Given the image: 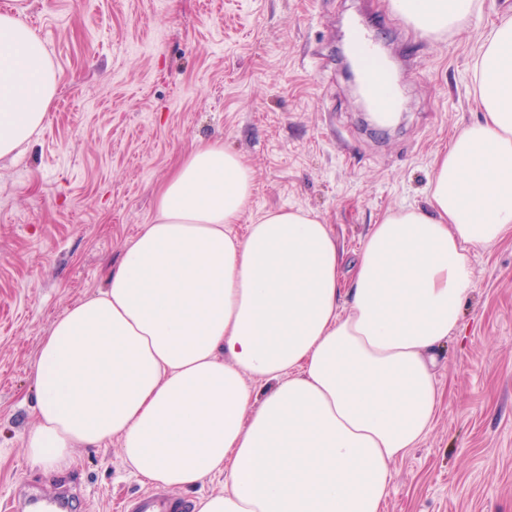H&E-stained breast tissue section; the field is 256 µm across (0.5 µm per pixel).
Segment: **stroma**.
<instances>
[{"mask_svg": "<svg viewBox=\"0 0 512 512\" xmlns=\"http://www.w3.org/2000/svg\"><path fill=\"white\" fill-rule=\"evenodd\" d=\"M60 73L46 128L0 160V507L124 512L149 490L118 442L65 471L33 464L34 363L52 323L100 293L191 146L220 141L255 171L245 223L315 211L352 261L388 210L423 201L435 154L481 116L471 63L512 0L459 30L389 23L390 0H0ZM366 20L400 63L401 123L367 127L342 54ZM474 284L436 369L437 416L393 465L382 512H512V236L475 250Z\"/></svg>", "mask_w": 512, "mask_h": 512, "instance_id": "stroma-1", "label": "stroma"}]
</instances>
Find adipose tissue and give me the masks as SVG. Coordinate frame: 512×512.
I'll use <instances>...</instances> for the list:
<instances>
[{
  "instance_id": "1",
  "label": "adipose tissue",
  "mask_w": 512,
  "mask_h": 512,
  "mask_svg": "<svg viewBox=\"0 0 512 512\" xmlns=\"http://www.w3.org/2000/svg\"><path fill=\"white\" fill-rule=\"evenodd\" d=\"M390 5L429 37L481 7ZM473 79L482 117L437 153L425 205L386 212L348 266L315 212L243 224L252 166L194 145L106 289L44 337L28 457L65 469L116 437L151 484L223 475L199 512H380L394 463L435 418L472 251L512 234V17L484 36ZM59 86L36 31L0 13V159L45 128Z\"/></svg>"
}]
</instances>
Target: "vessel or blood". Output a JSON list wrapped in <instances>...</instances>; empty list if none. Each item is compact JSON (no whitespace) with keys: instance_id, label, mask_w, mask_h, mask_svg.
<instances>
[{"instance_id":"1","label":"vessel or blood","mask_w":512,"mask_h":512,"mask_svg":"<svg viewBox=\"0 0 512 512\" xmlns=\"http://www.w3.org/2000/svg\"><path fill=\"white\" fill-rule=\"evenodd\" d=\"M353 55L363 75L364 90L381 119H388L399 107V98L391 84L382 56L375 49V41L362 26L351 31ZM186 503L161 495H144L133 501L130 512H185Z\"/></svg>"}]
</instances>
